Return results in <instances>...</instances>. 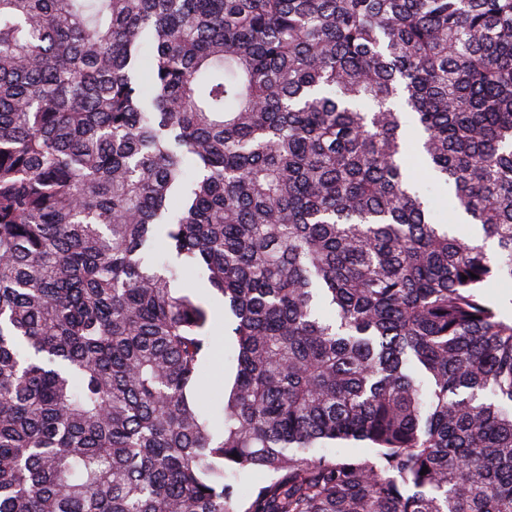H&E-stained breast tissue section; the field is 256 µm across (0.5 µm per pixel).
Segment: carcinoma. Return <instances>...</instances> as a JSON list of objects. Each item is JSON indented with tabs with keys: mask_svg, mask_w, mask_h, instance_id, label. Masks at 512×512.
Instances as JSON below:
<instances>
[{
	"mask_svg": "<svg viewBox=\"0 0 512 512\" xmlns=\"http://www.w3.org/2000/svg\"><path fill=\"white\" fill-rule=\"evenodd\" d=\"M493 279L512 0H0V512H512ZM212 322L216 326L210 362L202 381L205 403L211 408L220 406L224 399V381L234 371L235 363L231 359L233 340L224 335V308L222 302L213 306L209 300Z\"/></svg>",
	"mask_w": 512,
	"mask_h": 512,
	"instance_id": "cac0c4a2",
	"label": "carcinoma"
}]
</instances>
